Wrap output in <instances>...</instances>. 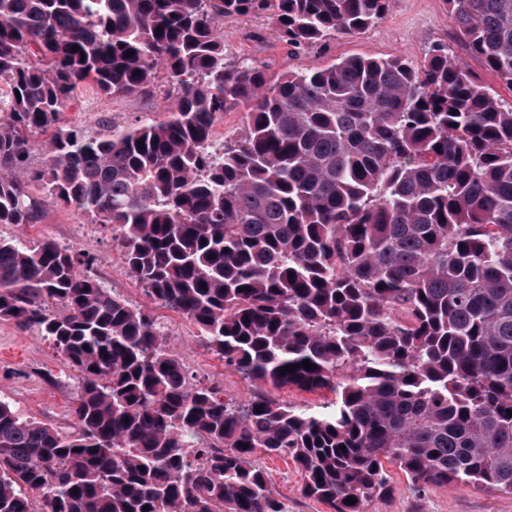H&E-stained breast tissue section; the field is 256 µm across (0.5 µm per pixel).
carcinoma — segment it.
<instances>
[{
	"label": "carcinoma",
	"instance_id": "cac0c4a2",
	"mask_svg": "<svg viewBox=\"0 0 512 512\" xmlns=\"http://www.w3.org/2000/svg\"><path fill=\"white\" fill-rule=\"evenodd\" d=\"M444 2L456 41L512 87V0ZM389 8L0 0V224H37L50 200L112 225L126 275L224 366L334 394L226 401L147 309L84 272L90 255L0 239V321L52 342L77 380L68 433L0 400V512H284L258 448L332 512L388 493L387 463L419 494L512 495V103L443 45L419 68L351 56L270 76L224 61L229 18L266 14L303 50ZM162 70L164 118L60 125L83 84L146 94ZM229 105L246 126L216 148ZM34 135L47 160L32 170ZM275 397L279 400L291 402L295 404H307L309 406L320 405L324 402L334 399L331 392L317 391L315 393H309L300 391L293 387H284L273 392Z\"/></svg>",
	"mask_w": 512,
	"mask_h": 512
}]
</instances>
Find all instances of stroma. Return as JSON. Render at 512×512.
I'll list each match as a JSON object with an SVG mask.
<instances>
[{
  "label": "stroma",
  "mask_w": 512,
  "mask_h": 512,
  "mask_svg": "<svg viewBox=\"0 0 512 512\" xmlns=\"http://www.w3.org/2000/svg\"><path fill=\"white\" fill-rule=\"evenodd\" d=\"M454 28L443 0H391L387 14L366 31L353 36L332 35L296 52L277 40L266 18L228 19L223 25L224 52L229 59L253 61L273 75L286 69L322 68L351 56H397L418 67L438 43L463 55L461 46L452 39ZM167 89V80L162 77L151 94L108 97L88 83L77 89L64 108L61 121L81 126L90 135L112 123L127 126L136 119L156 116ZM19 237H49L60 245L90 253L94 258L91 276L160 320L166 327L168 345L180 354L190 372L219 383L227 400L242 404L253 397V383L225 368L223 361L203 346L191 321L156 305L125 274L124 252L110 225L93 223L73 208L50 202L40 223L0 224V238ZM75 391V377L49 341L35 330L22 329L11 322L0 323V399L8 401L23 417L67 431L73 423L70 406ZM254 461L265 471L273 493L285 503L287 512H329L324 505L302 496V474L292 461L260 451L255 453ZM387 471L391 493L369 499L365 512H512L510 495L458 484L420 496L410 488L401 470L391 465Z\"/></svg>",
  "instance_id": "stroma-1"
}]
</instances>
